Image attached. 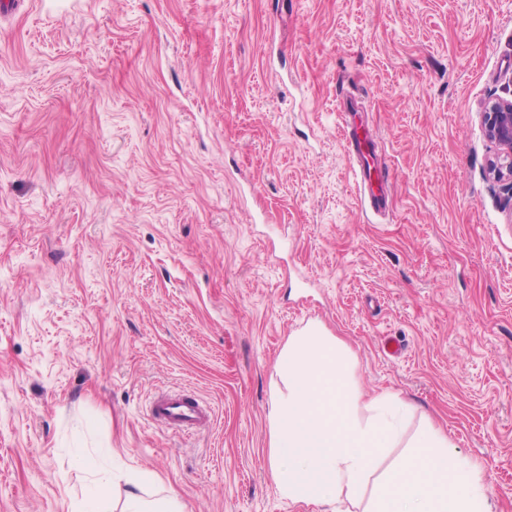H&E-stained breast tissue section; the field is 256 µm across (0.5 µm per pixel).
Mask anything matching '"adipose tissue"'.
Returning <instances> with one entry per match:
<instances>
[{"label":"adipose tissue","instance_id":"adipose-tissue-1","mask_svg":"<svg viewBox=\"0 0 512 512\" xmlns=\"http://www.w3.org/2000/svg\"><path fill=\"white\" fill-rule=\"evenodd\" d=\"M267 416L269 467L278 493L318 508L360 512H490L481 470L461 459L444 430L406 422L397 395L365 397L351 350L320 322L288 337ZM405 454L387 468L391 448Z\"/></svg>","mask_w":512,"mask_h":512}]
</instances>
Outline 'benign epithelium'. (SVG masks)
Listing matches in <instances>:
<instances>
[{
    "label": "benign epithelium",
    "instance_id": "1",
    "mask_svg": "<svg viewBox=\"0 0 512 512\" xmlns=\"http://www.w3.org/2000/svg\"><path fill=\"white\" fill-rule=\"evenodd\" d=\"M480 115L486 138L496 147L488 162V175L496 182L512 184V99H492Z\"/></svg>",
    "mask_w": 512,
    "mask_h": 512
}]
</instances>
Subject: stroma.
Returning a JSON list of instances; mask_svg holds the SVG:
<instances>
[{
	"instance_id": "35a3bbf8",
	"label": "stroma",
	"mask_w": 512,
	"mask_h": 512,
	"mask_svg": "<svg viewBox=\"0 0 512 512\" xmlns=\"http://www.w3.org/2000/svg\"><path fill=\"white\" fill-rule=\"evenodd\" d=\"M392 176L363 210L336 125ZM512 0H19L0 13V512H77L94 458L186 512L281 498L267 412L288 336L343 339L512 512ZM403 339L396 360L384 337ZM213 426L149 423L161 390ZM481 124L486 138L496 147L488 162L489 177L512 185V99L489 100L482 107Z\"/></svg>"
}]
</instances>
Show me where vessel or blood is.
Listing matches in <instances>:
<instances>
[{
  "mask_svg": "<svg viewBox=\"0 0 512 512\" xmlns=\"http://www.w3.org/2000/svg\"><path fill=\"white\" fill-rule=\"evenodd\" d=\"M347 155L364 208L381 211L387 208L392 191L390 169L378 158L377 136L372 128L354 121L351 113L340 115ZM148 419L175 433H192L208 429L211 409L198 397L182 390L155 395L147 409Z\"/></svg>",
  "mask_w": 512,
  "mask_h": 512,
  "instance_id": "1",
  "label": "vessel or blood"
}]
</instances>
